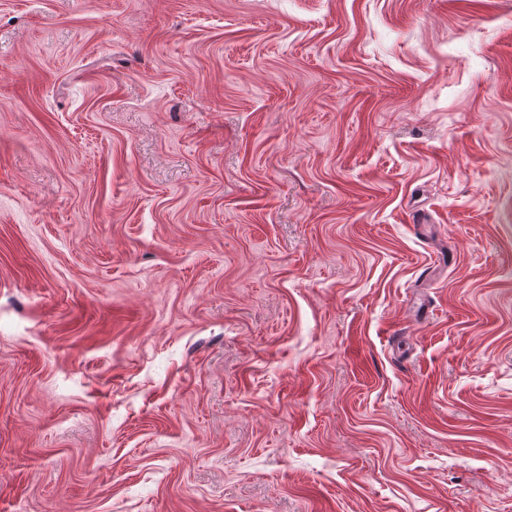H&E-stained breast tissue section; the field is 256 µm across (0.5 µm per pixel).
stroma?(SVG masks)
Masks as SVG:
<instances>
[{"mask_svg":"<svg viewBox=\"0 0 512 512\" xmlns=\"http://www.w3.org/2000/svg\"><path fill=\"white\" fill-rule=\"evenodd\" d=\"M0 512H512V0H0Z\"/></svg>","mask_w":512,"mask_h":512,"instance_id":"stroma-1","label":"stroma"}]
</instances>
